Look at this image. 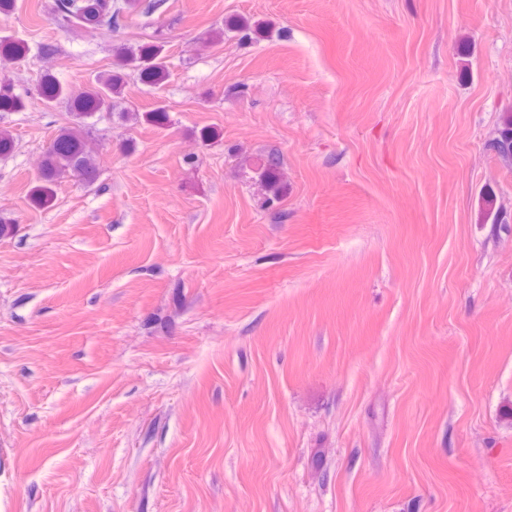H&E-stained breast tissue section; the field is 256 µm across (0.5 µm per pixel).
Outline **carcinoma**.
Returning a JSON list of instances; mask_svg holds the SVG:
<instances>
[{"mask_svg": "<svg viewBox=\"0 0 512 512\" xmlns=\"http://www.w3.org/2000/svg\"><path fill=\"white\" fill-rule=\"evenodd\" d=\"M127 9L139 11L147 24L155 12L153 3L142 4L140 0H123L121 4L118 0H54L53 16L69 33L93 35L104 29L117 30ZM229 26L242 33L244 39L269 34L267 26L252 23L247 18L233 19ZM30 53L26 39L12 35L0 37V112H23L34 99L48 110L64 105L74 117L56 131L27 195L29 206L47 210L53 207L63 182H91L96 177L97 164L89 146L88 120L112 112L132 75L150 86H162L170 75V59L165 45L160 42H148L136 49L120 47L115 52L112 68L95 74L82 87L75 88L45 72L32 87L19 91L5 70ZM128 119L162 127L167 124L168 114L165 107L159 105L142 113L134 110L128 113ZM488 149L500 164L512 168L511 110L501 113ZM280 165V157L270 153L260 159L257 167L259 186L273 199L281 191Z\"/></svg>", "mask_w": 512, "mask_h": 512, "instance_id": "cac0c4a2", "label": "carcinoma"}]
</instances>
